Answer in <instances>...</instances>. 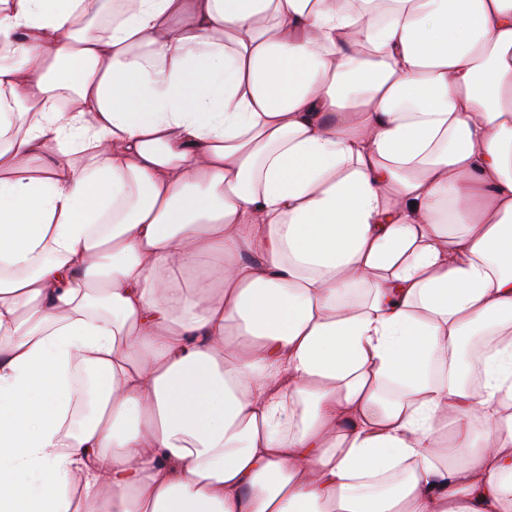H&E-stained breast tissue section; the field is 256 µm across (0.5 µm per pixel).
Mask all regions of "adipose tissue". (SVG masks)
<instances>
[{
  "mask_svg": "<svg viewBox=\"0 0 512 512\" xmlns=\"http://www.w3.org/2000/svg\"><path fill=\"white\" fill-rule=\"evenodd\" d=\"M385 2L0 0V512H512V0Z\"/></svg>",
  "mask_w": 512,
  "mask_h": 512,
  "instance_id": "ef3b65f1",
  "label": "adipose tissue"
}]
</instances>
